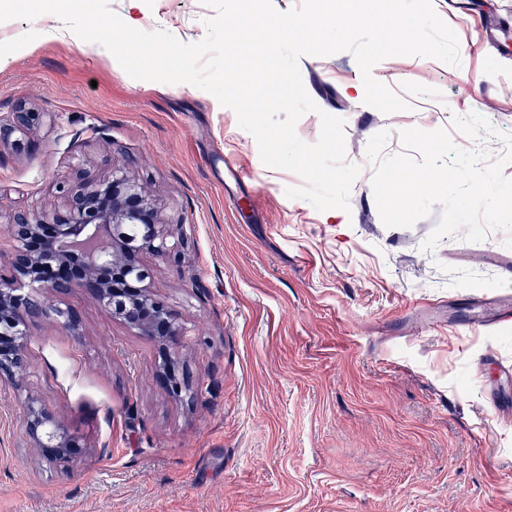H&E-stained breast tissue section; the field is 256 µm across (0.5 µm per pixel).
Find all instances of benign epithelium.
<instances>
[{"label": "benign epithelium", "mask_w": 512, "mask_h": 512, "mask_svg": "<svg viewBox=\"0 0 512 512\" xmlns=\"http://www.w3.org/2000/svg\"><path fill=\"white\" fill-rule=\"evenodd\" d=\"M38 119L36 112L14 113L12 122H0V142L21 147L13 134ZM62 191V206L17 213L9 227L10 276L0 275V382H16L31 319L56 316L69 333L78 334L77 312L41 303L49 294L85 288L129 327L167 348L182 335L175 313L151 293L141 263L144 254L165 256L174 249L147 188L114 170L94 182L71 177L62 181ZM18 283L33 291L19 292ZM174 366L173 351L164 359L159 380L174 394L186 395L190 384ZM23 423L46 458L64 461L79 448L78 438L32 398L24 403Z\"/></svg>", "instance_id": "7a95c632"}]
</instances>
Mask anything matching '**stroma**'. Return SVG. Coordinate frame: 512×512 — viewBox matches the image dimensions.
Returning <instances> with one entry per match:
<instances>
[{
	"mask_svg": "<svg viewBox=\"0 0 512 512\" xmlns=\"http://www.w3.org/2000/svg\"><path fill=\"white\" fill-rule=\"evenodd\" d=\"M469 43L452 67L394 56L372 74L404 102H364L351 53L304 55L319 113L345 122L346 159L361 172L350 210L331 221L285 190L295 173L263 164L235 112L188 83L131 78L82 39L45 41L44 17L0 22V117L40 113L23 148L0 142V273L14 213L61 202L76 169L122 168L153 194L176 250L146 254L153 294L183 327L177 348L195 397L157 381L160 343L113 317L83 288L54 296L76 311L27 328L18 383L0 384V512H512V320L458 327L471 303L512 290V232L421 244L442 210L388 227L366 146L433 131L476 112L512 133V37H480L512 21V0H432ZM201 0H142L141 28L186 44L206 35ZM62 421L82 452L46 460L23 424L27 398Z\"/></svg>",
	"mask_w": 512,
	"mask_h": 512,
	"instance_id": "35a3bbf8",
	"label": "stroma"
}]
</instances>
